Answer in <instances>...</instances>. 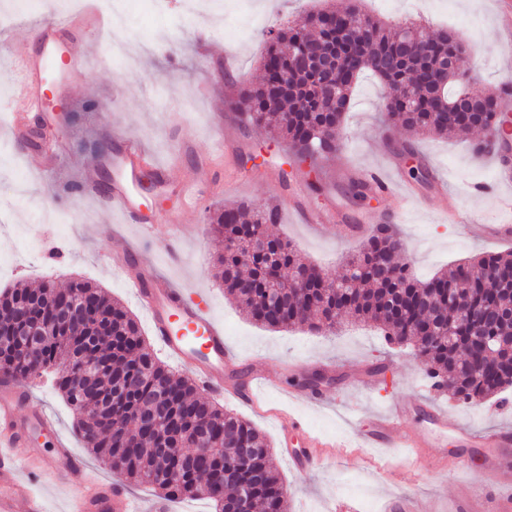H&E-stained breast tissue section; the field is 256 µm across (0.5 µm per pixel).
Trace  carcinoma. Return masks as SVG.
<instances>
[{"label": "carcinoma", "instance_id": "carcinoma-1", "mask_svg": "<svg viewBox=\"0 0 512 512\" xmlns=\"http://www.w3.org/2000/svg\"><path fill=\"white\" fill-rule=\"evenodd\" d=\"M407 35L431 44L427 54L411 53L387 67L381 59L394 54ZM314 45L331 58L336 79V111L326 109L320 87L324 74L300 63L297 43ZM463 42L450 30L430 36L413 22L392 24L362 12L352 2L341 11L322 10L301 17L288 27L269 31L265 60L272 62L273 82L243 88L248 103L242 119L282 134L293 154L310 163L336 150L344 114L350 107L354 80L369 72L388 89L409 85L428 70L440 74L441 101L420 103L395 96L383 100L385 118L411 132L435 135L487 131L496 123L499 96L485 99L468 125L454 122L447 103L468 88L440 66L456 55ZM288 119H283V116ZM326 135L322 149L315 134ZM243 203L224 207L212 232L226 241L243 242L278 221L275 206L253 208ZM404 242L389 224L368 237L346 262L341 275L331 277L303 261L290 243L270 241V254L246 256L227 249L214 263L225 295L235 300L255 321L275 329L309 324L332 330L344 313L374 322L389 346L410 344L421 359L434 389L459 401L498 395L512 388V357L507 350L462 357L473 336L512 339V252L487 253L455 268L420 280L400 259ZM288 271L280 308L259 318L270 278ZM308 274L306 286L295 276ZM81 296L87 307L53 334L28 348L29 337L17 334V324L45 322L51 309L69 306L68 297ZM58 368L56 387L78 415L85 449L110 469L136 484L156 486L167 501L204 497L215 512L227 505L242 487L252 489L259 512H288V489L279 477L269 446L257 429L238 415L199 395L190 379L176 376L158 361L146 344L137 321L87 281H73L64 289L51 283L38 288H13L0 294V374L31 377ZM127 390L125 400L110 405L113 391ZM159 428L146 435L137 415L143 408ZM253 449L246 460L233 465L224 450V433Z\"/></svg>", "mask_w": 512, "mask_h": 512}]
</instances>
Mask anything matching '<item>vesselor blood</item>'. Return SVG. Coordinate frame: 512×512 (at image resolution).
<instances>
[{
  "mask_svg": "<svg viewBox=\"0 0 512 512\" xmlns=\"http://www.w3.org/2000/svg\"><path fill=\"white\" fill-rule=\"evenodd\" d=\"M102 26L101 15L90 5L76 13H56L32 22L30 29L37 45L36 53L21 54L11 61L16 74L15 109L10 112L5 128L12 138L22 136L20 111L39 103L46 74L59 56L67 58L61 70L60 87H67L68 75L86 66V58L66 55L67 45L88 31L101 30ZM112 165L117 175L111 186L100 190L89 183L77 187V194L101 198L111 211L120 213L124 223L152 227L155 216L139 202L134 188L147 172L152 174L157 187L166 188L168 168L158 164L134 137L120 141L112 156ZM364 178L378 195L396 199L400 207L419 201L416 193L399 178L377 171L365 173ZM284 208L298 224L315 227L330 218L328 211L307 208L296 202L285 203ZM116 266L147 311L150 330L157 344L176 361L192 363L194 382L202 390L217 395L227 392L254 406L258 403L259 388L265 385L283 390L293 401L310 405L324 402L322 392L283 387L281 382L256 367L247 371V389L225 384L224 368L231 364L234 355L224 340L223 325L210 313L209 299L204 296L192 298L168 279L150 273L134 255L120 254ZM28 398L27 391L16 382L0 377V512H44L41 500L33 490V479L23 453L30 437L36 433L48 436L51 444L41 458L40 471L59 474L71 496L70 512H117L122 490L103 482L87 466L78 450L72 448L70 441L60 433L52 414L44 410L30 412ZM416 409L435 431L453 433L463 445L485 449L494 461V470L482 486L457 499L456 512H512V430L474 433L462 428L441 407L420 403ZM406 413L405 407L397 406L390 412L376 414L372 428H355L353 438L362 448H407L415 453L432 447L429 435L395 431L396 421ZM63 461L68 462L69 468L62 473L58 465ZM383 512H421V505L414 495L400 493L385 500Z\"/></svg>",
  "mask_w": 512,
  "mask_h": 512,
  "instance_id": "b4317fda",
  "label": "vessel or blood"
}]
</instances>
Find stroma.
Instances as JSON below:
<instances>
[{
    "mask_svg": "<svg viewBox=\"0 0 512 512\" xmlns=\"http://www.w3.org/2000/svg\"><path fill=\"white\" fill-rule=\"evenodd\" d=\"M346 0H224V23L209 16H188L183 0H167L163 15L148 14L136 6L128 31L123 32L125 56L112 68L90 67L69 82L68 96H61L55 83H47L44 97L65 101L66 109L48 108L30 112L42 119L44 139L57 142V167L41 179L30 177L24 167L22 141L8 142L9 162H0V210L9 221L0 225V292L17 284L38 287L51 281L67 287L82 279L101 288L120 302L138 321L143 336L151 331L146 316L112 264L116 244L134 249L155 272L188 293L202 292L212 300V314L224 324V339L239 355L242 365L261 361L266 371L282 376L285 383L303 386L314 373L325 376L321 390L329 405L310 406L288 401L269 390L261 398L267 404L302 416L306 430L331 447L312 470L293 469L282 454L278 423L274 416L257 413L245 403L226 396L220 403L252 425L265 437L280 477L293 497V512H329L336 499H361L369 495L371 512L394 492L418 493L425 512H453L465 485L491 467L483 449H460L455 437L438 433L435 446L423 458L409 456L406 449L383 452L352 448L349 415L369 422L371 413L394 405L429 402L446 408L463 424L477 432L512 427V411H499L501 400L512 401V390L504 398L477 404L462 403L436 391L422 375V364L412 346L388 347L375 324L343 317L341 330L317 333L308 327L271 330L248 318L224 294L216 279L213 260L224 247L213 237L210 218L229 203L263 205L275 202L283 187L277 178L289 153L285 141L273 133L239 122L233 110L232 88L259 82L267 32L286 26L295 16L314 12ZM368 9L397 22L408 16L428 21L426 31L454 28L464 44L474 51L472 81L476 89L499 91L512 73V37L496 23V0H367ZM210 33L207 49H200L198 26ZM384 90L378 80L361 76L354 85L350 108L333 154L320 161L326 188L308 190L309 163L294 168L301 201L310 207H333L341 221L313 229L293 223L281 213L271 225L274 236L288 240L308 263L335 276L361 246L346 237L350 224L365 223L373 213L395 212L390 198L358 201L347 194L350 178L375 167L396 171L408 181L422 200L420 207L400 214L397 231L403 237L406 259L414 276L425 278L470 258L506 251V244L463 232L458 225L442 222L432 184L410 177L409 167L399 156L404 143L427 155L446 181L448 190L468 209L487 221L497 219V192L492 186L499 159L474 156L470 145L479 133L466 139H446L431 134H411L386 125L381 111ZM100 109L88 111L87 102ZM228 131L225 145L218 134ZM139 138L156 159L168 164L174 180L195 181L199 205L190 210L176 191L142 188L138 196L156 217L154 235L122 223L120 217L93 201L69 193L72 184L96 181L102 173L93 151L96 142L125 135ZM194 144L193 151L179 148L181 141ZM255 158L251 168L257 179L228 192L224 182L240 170L244 155ZM180 215L177 234L182 250L169 255L160 241L172 215ZM60 242L58 258L46 257L45 238ZM383 365L380 382L372 387L358 384V376ZM33 405L58 419L72 443H79L77 417L48 377L24 378Z\"/></svg>",
    "mask_w": 512,
    "mask_h": 512,
    "instance_id": "1",
    "label": "stroma"
}]
</instances>
